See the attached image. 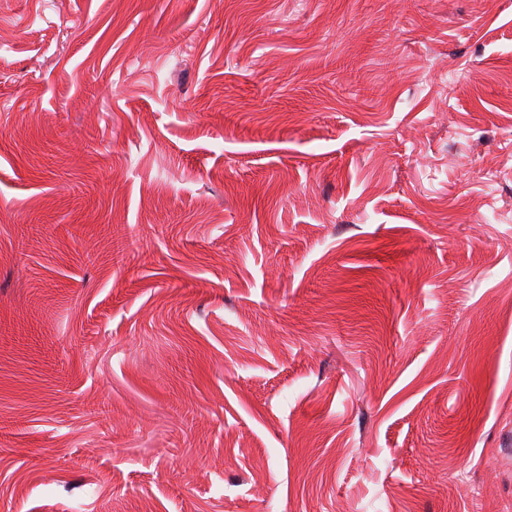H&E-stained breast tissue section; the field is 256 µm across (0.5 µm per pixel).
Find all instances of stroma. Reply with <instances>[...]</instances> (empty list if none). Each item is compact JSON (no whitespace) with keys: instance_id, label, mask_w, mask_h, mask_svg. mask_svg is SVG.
Masks as SVG:
<instances>
[{"instance_id":"1","label":"stroma","mask_w":512,"mask_h":512,"mask_svg":"<svg viewBox=\"0 0 512 512\" xmlns=\"http://www.w3.org/2000/svg\"><path fill=\"white\" fill-rule=\"evenodd\" d=\"M0 512H512V0H0Z\"/></svg>"}]
</instances>
